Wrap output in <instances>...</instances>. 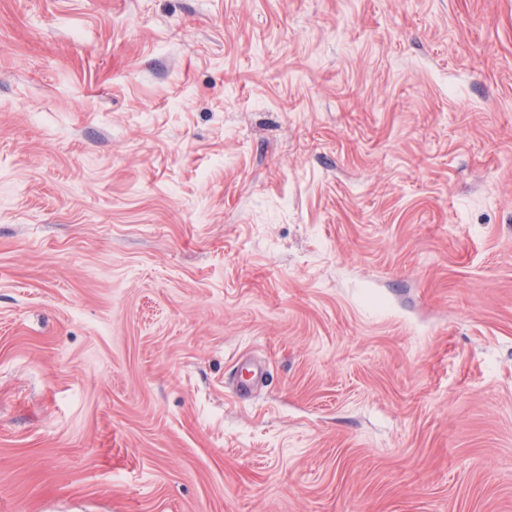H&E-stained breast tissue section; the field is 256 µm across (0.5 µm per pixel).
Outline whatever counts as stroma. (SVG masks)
<instances>
[{"instance_id":"1","label":"stroma","mask_w":512,"mask_h":512,"mask_svg":"<svg viewBox=\"0 0 512 512\" xmlns=\"http://www.w3.org/2000/svg\"><path fill=\"white\" fill-rule=\"evenodd\" d=\"M0 512H512V0H0Z\"/></svg>"}]
</instances>
